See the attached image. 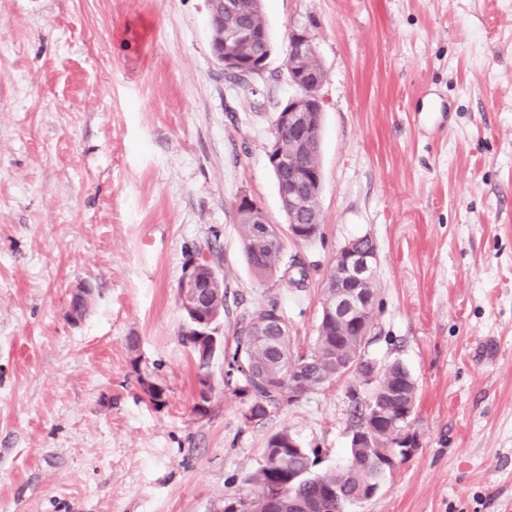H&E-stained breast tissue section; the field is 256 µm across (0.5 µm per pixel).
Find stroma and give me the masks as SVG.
<instances>
[{
  "instance_id": "obj_1",
  "label": "stroma",
  "mask_w": 512,
  "mask_h": 512,
  "mask_svg": "<svg viewBox=\"0 0 512 512\" xmlns=\"http://www.w3.org/2000/svg\"><path fill=\"white\" fill-rule=\"evenodd\" d=\"M264 19L274 50L236 83L208 0H0V512H217L284 428L345 467L352 379L249 424L218 357L196 411L177 287L216 241L221 335L273 298L306 352L362 235L365 353L416 380V446L345 512H512V0H265ZM298 22L326 72L322 237L286 245L312 264L302 292L252 273L232 208L285 221L266 148Z\"/></svg>"
}]
</instances>
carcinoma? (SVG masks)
Returning <instances> with one entry per match:
<instances>
[{"label": "carcinoma", "instance_id": "cac0c4a2", "mask_svg": "<svg viewBox=\"0 0 512 512\" xmlns=\"http://www.w3.org/2000/svg\"><path fill=\"white\" fill-rule=\"evenodd\" d=\"M232 10L224 3L213 5L224 15L226 29H253L266 27L261 0H231ZM236 51L247 63H256L269 51L266 42L259 39L236 43ZM321 135L309 143L305 155L281 140L282 163L272 168L276 183L288 181V166L298 162L308 169L320 168ZM297 227L305 231L304 242L321 237L319 198L308 199L306 208L296 214ZM243 254L248 266L260 278L279 277L296 290L307 288L310 265L295 255L286 256L279 241L261 242L257 239L258 225L248 214L237 216ZM199 275L208 279L202 289L198 309L208 315L212 329L218 330L224 319L228 288L221 275H213L211 268L195 266ZM181 342L196 354L197 384L201 403L196 410L205 412L209 394L214 389L209 373L212 358L206 356V341L195 335L194 326L183 328ZM357 341L351 325L334 318L319 321L313 347L306 353L293 349L288 321L279 303L270 300L263 306L240 314L236 322L233 342L223 345L216 355L224 359V385L240 399L243 409L257 416L262 423L304 396L318 391L325 383H335L337 368L356 352ZM401 387L405 396L416 399L415 380L404 364L395 359L382 367L373 397L355 403L357 425L370 423L368 414L378 413L374 429L385 432L400 415L402 397L395 394ZM349 464L341 469L317 471L321 463L319 450L303 448L288 431L281 429L266 441L262 460L248 477L251 488L224 499L223 512L236 504L240 512H273L276 502H283L281 512H340V509L358 499L372 485L381 483L386 470L405 459L401 448H386L377 443L374 448L349 449Z\"/></svg>", "mask_w": 512, "mask_h": 512}]
</instances>
